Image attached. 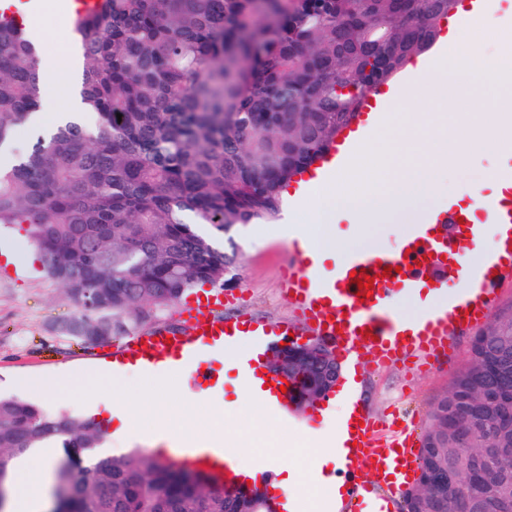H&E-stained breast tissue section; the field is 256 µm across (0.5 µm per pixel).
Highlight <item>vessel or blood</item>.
Returning a JSON list of instances; mask_svg holds the SVG:
<instances>
[{
    "label": "vessel or blood",
    "mask_w": 512,
    "mask_h": 512,
    "mask_svg": "<svg viewBox=\"0 0 512 512\" xmlns=\"http://www.w3.org/2000/svg\"><path fill=\"white\" fill-rule=\"evenodd\" d=\"M378 106L369 99L363 112L340 135L316 163L320 169H337L349 162V149ZM497 233L493 246H486L488 226ZM478 250L476 260L465 261L467 251ZM366 272L373 279L370 299L360 300L354 273ZM512 282V164L495 173L492 194L475 202H448L430 214L426 222L412 225L392 250L348 253L330 272L313 270L309 258L285 269L282 287L297 306L301 321L276 328L261 327L248 315L233 320L211 316L210 307L220 305L222 293L206 296L188 316L191 335L170 328H151L126 342L114 360L142 359L158 362L183 357L191 367V380L201 389L221 380L218 363L210 356L216 341L238 331H263L264 335L324 337L339 350L352 368L364 363L384 366L414 362L425 370L452 358L455 338L483 324L489 317L500 288ZM435 295L439 307L427 309L423 318L407 322L395 305L398 294ZM349 429L353 445L347 454L345 512H392L389 470L399 467L404 475L416 473L418 450L413 435L398 440L396 455L381 448L377 426L367 414H354ZM191 466H201L224 475L226 485L239 478L240 460L224 454H195L187 457ZM363 469L373 478L366 485L355 476ZM385 495L372 498L373 486Z\"/></svg>",
    "instance_id": "obj_1"
}]
</instances>
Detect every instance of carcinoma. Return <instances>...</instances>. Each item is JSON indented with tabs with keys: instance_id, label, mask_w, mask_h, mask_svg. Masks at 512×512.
Instances as JSON below:
<instances>
[{
	"instance_id": "carcinoma-1",
	"label": "carcinoma",
	"mask_w": 512,
	"mask_h": 512,
	"mask_svg": "<svg viewBox=\"0 0 512 512\" xmlns=\"http://www.w3.org/2000/svg\"><path fill=\"white\" fill-rule=\"evenodd\" d=\"M458 0H102L76 21L81 96L95 115L39 135L0 166V224H24L48 276L82 313L67 329L88 345L123 320L174 304L191 289L222 285L238 264L231 237L195 225L270 224L282 192L316 162L380 87L428 51ZM36 46L0 23V149L39 107ZM122 117H117V114ZM501 317L428 415L419 477L407 512H512V454L482 461L483 444L512 448V404L470 403V379L498 340ZM307 356L336 366L308 342ZM269 371L316 383L310 369L274 360ZM495 391L512 392L506 372ZM99 423L47 414L0 396V472L30 448L56 461L67 512H271L258 487L227 490L199 471L144 448L95 452Z\"/></svg>"
}]
</instances>
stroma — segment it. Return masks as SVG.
Instances as JSON below:
<instances>
[{
  "label": "stroma",
  "instance_id": "obj_1",
  "mask_svg": "<svg viewBox=\"0 0 512 512\" xmlns=\"http://www.w3.org/2000/svg\"><path fill=\"white\" fill-rule=\"evenodd\" d=\"M42 53L77 66L79 37L70 20L55 16L43 20ZM257 225L238 227L234 240L241 248L238 268L222 288L223 317L243 313L269 325L297 323L298 313L281 286L282 272L301 257L296 247L273 238L255 241ZM78 315L77 306L49 279L41 263L21 260L0 263V393L34 402L46 411H69L93 416V402L111 400L141 388L139 376L127 375L120 385L95 378V371L110 361L124 337L89 346L65 332ZM471 333L456 340L451 360L421 371L414 365H361L356 371L361 407L376 421L384 438H391L395 418H403L414 438H421L427 415L437 397L448 390L452 376L464 362ZM190 424L223 431L241 454L290 465L302 473L311 470V458L292 446L285 430L301 431L304 423L320 426L318 407L295 413L282 423L274 414L253 416L242 403L237 368L225 366L218 395H204L183 383L180 390Z\"/></svg>",
  "mask_w": 512,
  "mask_h": 512
}]
</instances>
